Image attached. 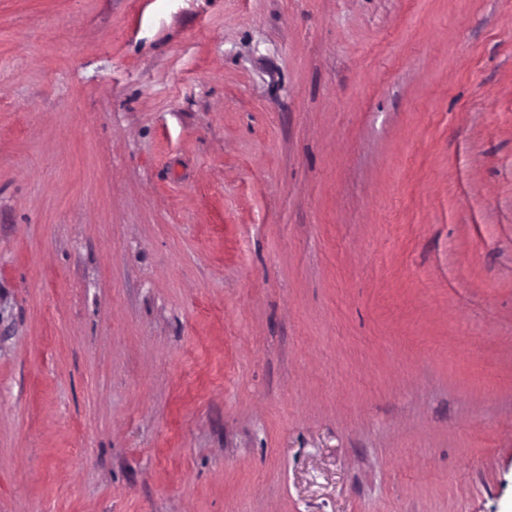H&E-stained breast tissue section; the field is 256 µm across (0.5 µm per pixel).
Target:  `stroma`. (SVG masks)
<instances>
[{
	"instance_id": "obj_1",
	"label": "stroma",
	"mask_w": 512,
	"mask_h": 512,
	"mask_svg": "<svg viewBox=\"0 0 512 512\" xmlns=\"http://www.w3.org/2000/svg\"><path fill=\"white\" fill-rule=\"evenodd\" d=\"M0 512H512V0H0Z\"/></svg>"
}]
</instances>
